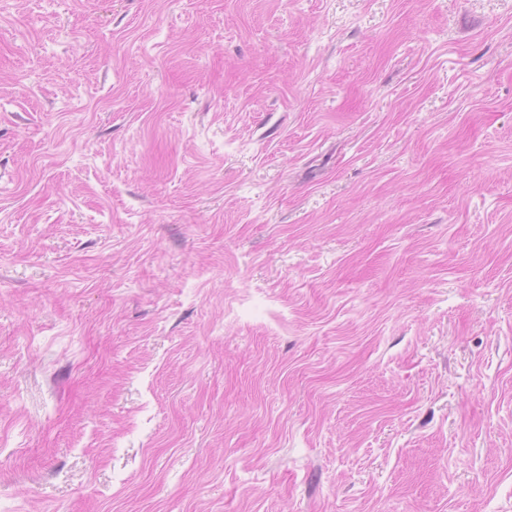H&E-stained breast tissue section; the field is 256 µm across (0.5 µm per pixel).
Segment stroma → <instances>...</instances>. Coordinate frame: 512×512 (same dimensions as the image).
I'll list each match as a JSON object with an SVG mask.
<instances>
[{
	"label": "stroma",
	"mask_w": 512,
	"mask_h": 512,
	"mask_svg": "<svg viewBox=\"0 0 512 512\" xmlns=\"http://www.w3.org/2000/svg\"><path fill=\"white\" fill-rule=\"evenodd\" d=\"M0 512H512V0H0Z\"/></svg>",
	"instance_id": "stroma-1"
}]
</instances>
